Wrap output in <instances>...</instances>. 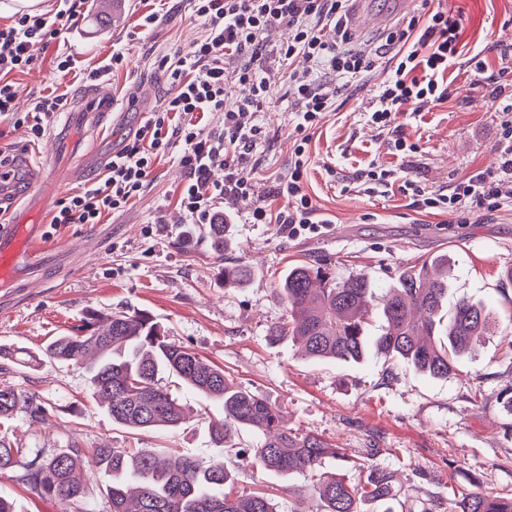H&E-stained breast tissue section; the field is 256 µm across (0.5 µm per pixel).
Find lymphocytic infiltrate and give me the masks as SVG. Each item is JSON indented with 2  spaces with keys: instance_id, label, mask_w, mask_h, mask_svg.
<instances>
[{
  "instance_id": "1",
  "label": "lymphocytic infiltrate",
  "mask_w": 512,
  "mask_h": 512,
  "mask_svg": "<svg viewBox=\"0 0 512 512\" xmlns=\"http://www.w3.org/2000/svg\"><path fill=\"white\" fill-rule=\"evenodd\" d=\"M348 0H189L191 15L205 30L202 39L185 52L163 56L173 90L164 106L149 113L132 143L113 154L105 173L58 203L52 224H97L111 211L129 205L141 191L157 158L179 148L180 164L188 171L179 193V206L190 224H221L226 206L254 198L251 221L279 224L289 237L321 234L328 219L317 217L306 192L304 174L311 163L307 133L331 111L342 90L362 80L373 61L346 49L350 37ZM86 12V0H54L50 10L15 14L0 24V118L27 127L41 137L46 125L67 103L65 95L33 100L29 111L15 109L10 76L29 69L36 44L59 45ZM288 26L291 36L278 49L263 42L264 30ZM461 23L442 6L403 18L378 48L391 54L389 78L365 104L372 124L385 136L388 150L405 153L401 116L421 112L445 101V75L460 56ZM303 56L309 66L289 71L286 94L297 139L288 166L275 178L269 198L282 199L271 210L269 198L256 197V170L251 155L265 140L256 117L270 99L273 64ZM470 73L476 83L489 86L491 102L500 114L497 161L492 169L475 172L448 189L430 190L405 179L401 192L414 206L467 221L477 212L492 213L512 206V93L488 76L479 57H472ZM249 86L250 94L235 98L233 84ZM220 114L218 128L200 126L205 113ZM223 166V182L211 179Z\"/></svg>"
}]
</instances>
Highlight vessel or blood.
Here are the masks:
<instances>
[{
    "label": "vessel or blood",
    "mask_w": 512,
    "mask_h": 512,
    "mask_svg": "<svg viewBox=\"0 0 512 512\" xmlns=\"http://www.w3.org/2000/svg\"><path fill=\"white\" fill-rule=\"evenodd\" d=\"M348 20L354 30L379 24L381 18L372 13L365 0H349ZM115 99L111 88L89 85L83 97L69 112L68 126L75 134L69 149L76 161L73 166L56 168L48 162L32 161L28 154H17L12 168L0 167V284L17 285L23 278L39 271L47 263L64 265L74 255L71 246L56 253H45L38 245L40 226L35 216L48 209L54 192L63 179H78L105 164L106 158L83 151V138L96 135L111 120Z\"/></svg>",
    "instance_id": "b4317fda"
}]
</instances>
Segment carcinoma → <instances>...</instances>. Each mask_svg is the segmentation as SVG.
I'll list each match as a JSON object with an SVG mask.
<instances>
[{
  "label": "carcinoma",
  "instance_id": "cac0c4a2",
  "mask_svg": "<svg viewBox=\"0 0 512 512\" xmlns=\"http://www.w3.org/2000/svg\"><path fill=\"white\" fill-rule=\"evenodd\" d=\"M212 246L223 251L230 241L227 224H210ZM252 277L246 265L224 268V284L240 287ZM375 283L366 277L336 282L330 273L306 263L296 264L280 280L276 296L285 306L286 320L273 339L293 338L314 361L358 362L370 348L404 361L423 374L448 379L457 374V361L473 339L498 326L481 305L464 299L451 310L448 301V258L402 270L387 288L379 312L381 332L369 337V319ZM50 361L84 365L90 373L93 397L112 421L133 431L177 428L190 421L179 397L162 384L173 380L208 403L220 407L207 416V429L216 447H235L240 428L257 432L260 442L239 448L262 470L279 474L315 473L322 458L345 455L315 434L297 435L286 425L281 406L236 386L224 369L171 340L148 313L91 312L79 332L59 336L45 350ZM25 408L31 418L41 404L24 398L14 388L0 387V423ZM27 450L0 436V471L24 469L22 481L38 496L88 512L86 489L75 476L88 467L109 476L105 486L112 512H277L262 492L238 495L233 476L221 458L203 462L171 455L160 459L149 448H95L89 454L71 446L44 457L23 461ZM367 471L353 484L343 478L318 477L313 484L315 512H361L368 499L394 497L391 473L377 465L352 463ZM456 512H512V497L465 494L456 498Z\"/></svg>",
  "mask_w": 512,
  "mask_h": 512
}]
</instances>
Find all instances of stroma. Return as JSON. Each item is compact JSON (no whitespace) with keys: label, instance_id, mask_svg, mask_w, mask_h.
I'll list each match as a JSON object with an SVG mask.
<instances>
[{"label":"stroma","instance_id":"1","mask_svg":"<svg viewBox=\"0 0 512 512\" xmlns=\"http://www.w3.org/2000/svg\"><path fill=\"white\" fill-rule=\"evenodd\" d=\"M463 26L464 48L448 70V98L431 110L404 118L402 130L414 153H388L375 125L357 100L387 77L378 60L357 97L340 96L309 133L312 164L305 187L329 231L289 238L277 224H235L231 246L215 251L198 224L183 223L176 192L187 172L176 158L157 160L131 206L106 214L98 224L52 227L51 212L37 221L48 247L74 243L79 256L66 272L46 273L34 287L0 292V351L14 363L0 383L21 396H39L38 418L21 413L0 426L14 445L49 456L69 445L153 448L207 461L223 456L237 493L266 491L277 512H293L310 495V473L277 475L256 469L232 451H220L204 423L175 429L131 432L113 423L92 395L85 367L44 359L57 336L75 332L87 311H147L172 340L222 367L242 388L281 405L293 431L314 433L352 456L373 460L395 475L391 503L362 504V512H453L455 493H512V284L500 271L512 264V208L458 223L456 216L413 206L398 189L365 195L360 173L369 163L410 176L430 189H447L474 172L494 166L500 117L485 87L474 84L468 60L481 55L487 71L501 69L500 49L512 46V0H442ZM153 0H115L114 21L102 22L90 4L65 49L77 67L56 71L55 47L34 45L36 64L13 75L16 103L50 93L79 99L87 72L113 51L128 62L109 80L121 117L103 140L120 151L141 123V100L159 110L172 80L158 66L175 50L189 49L203 29L183 0H169L157 22L139 40L128 34ZM284 81L258 115L269 141L255 156L260 191L284 170L295 135ZM163 223H153V216ZM448 257V300L483 304L501 326L482 337L459 364L455 377L435 379L412 367L369 353L359 363L302 359L290 339L272 340L286 311L275 297L278 279L298 263L322 265L337 281L365 275L383 295L399 270ZM252 268L242 287L225 286V264ZM21 468L0 472V494L16 512H65L62 504L36 495L20 480Z\"/></svg>","mask_w":512,"mask_h":512}]
</instances>
